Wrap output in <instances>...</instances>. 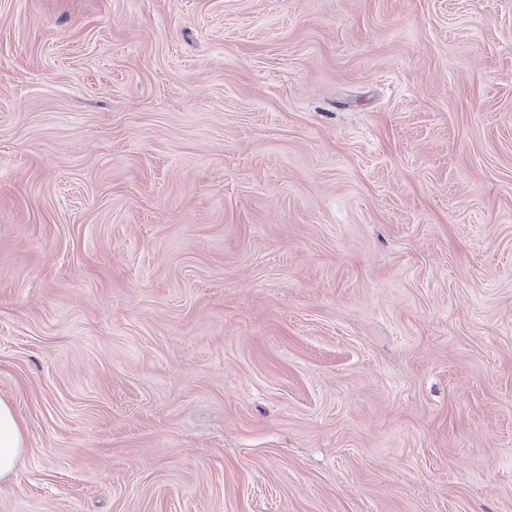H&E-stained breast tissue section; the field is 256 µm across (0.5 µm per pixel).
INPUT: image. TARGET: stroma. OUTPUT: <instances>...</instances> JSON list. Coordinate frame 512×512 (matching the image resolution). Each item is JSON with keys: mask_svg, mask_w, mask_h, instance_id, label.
Wrapping results in <instances>:
<instances>
[{"mask_svg": "<svg viewBox=\"0 0 512 512\" xmlns=\"http://www.w3.org/2000/svg\"><path fill=\"white\" fill-rule=\"evenodd\" d=\"M0 512H512V0H0ZM26 451L13 409L0 401V480L16 474L19 459Z\"/></svg>", "mask_w": 512, "mask_h": 512, "instance_id": "1", "label": "stroma"}]
</instances>
